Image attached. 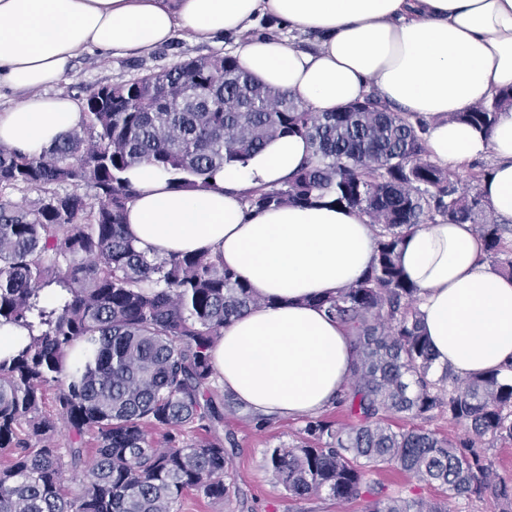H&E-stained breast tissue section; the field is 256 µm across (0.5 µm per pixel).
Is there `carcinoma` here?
<instances>
[{
    "instance_id": "obj_1",
    "label": "carcinoma",
    "mask_w": 512,
    "mask_h": 512,
    "mask_svg": "<svg viewBox=\"0 0 512 512\" xmlns=\"http://www.w3.org/2000/svg\"><path fill=\"white\" fill-rule=\"evenodd\" d=\"M365 105L314 112L235 56L210 54L97 88L80 126L38 156L0 143V189L38 195L29 206L0 200V327L38 330L0 358V448L11 452L0 512H174L189 490L230 500L224 412L265 419L220 393L211 350L260 299L217 256L138 250L125 231L135 197L125 174L145 164L167 172L176 190L207 188L225 166L288 134L307 140L309 159L284 184L254 189L249 206L330 197L367 218L375 256L350 287L310 299L354 336L336 399L351 422L303 417L295 445L266 451L277 484L296 500L361 499L364 512H449L453 500L488 493L512 512V486L497 480L489 456L512 441V372L461 379L438 367L419 290L399 262L410 229L467 222L492 267L512 276V221L490 216L481 177L464 189L454 170L425 158L421 121L374 98ZM505 105L512 89L454 119L489 131ZM52 386L53 417L43 411ZM436 411L463 436L421 426ZM58 420L71 439L64 453L51 436ZM391 469L438 486L440 497L392 495L368 480ZM69 471L77 495L65 487Z\"/></svg>"
}]
</instances>
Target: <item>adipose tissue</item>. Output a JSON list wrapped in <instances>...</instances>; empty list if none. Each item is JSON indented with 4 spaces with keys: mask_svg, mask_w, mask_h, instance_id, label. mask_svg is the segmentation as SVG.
I'll return each instance as SVG.
<instances>
[{
    "mask_svg": "<svg viewBox=\"0 0 512 512\" xmlns=\"http://www.w3.org/2000/svg\"><path fill=\"white\" fill-rule=\"evenodd\" d=\"M261 19L314 37L316 48L256 32ZM179 33L238 35L242 68L316 112L376 96L425 122L435 165L490 157L485 203L512 217V106L488 133L456 119L512 86V0H0V88L15 95L0 106V143L38 154L81 124V107L57 87L82 52L147 55ZM309 154L300 136L274 139L210 188L172 189L147 166L126 174L136 196L125 223L138 249L211 251L262 297L225 326L212 359L225 393L264 416L335 402L352 337L309 299L348 287L374 254L364 217L329 201L248 208L251 189L282 184ZM483 253L468 223L421 225L401 248L437 361L462 377L512 365V277Z\"/></svg>",
    "mask_w": 512,
    "mask_h": 512,
    "instance_id": "ef3b65f1",
    "label": "adipose tissue"
}]
</instances>
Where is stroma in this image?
<instances>
[{"label": "stroma", "mask_w": 512, "mask_h": 512, "mask_svg": "<svg viewBox=\"0 0 512 512\" xmlns=\"http://www.w3.org/2000/svg\"><path fill=\"white\" fill-rule=\"evenodd\" d=\"M237 39L219 35L203 43L175 37L148 57L105 56L95 50L84 52L75 62L65 93L78 103H85L91 89L131 81L175 64L212 53L235 52ZM300 419H276L264 427L236 415H226L224 430L235 441L232 468L228 480L235 492L230 502H211L197 492L182 496L175 512H361L362 502L339 505L331 501L291 500L277 486L265 463L270 448H288L296 443Z\"/></svg>", "instance_id": "1"}]
</instances>
